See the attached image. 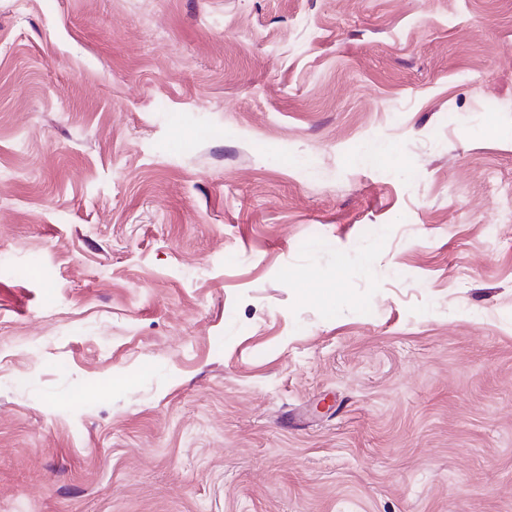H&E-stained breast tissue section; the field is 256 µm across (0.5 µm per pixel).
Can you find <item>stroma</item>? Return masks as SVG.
Masks as SVG:
<instances>
[{
  "label": "stroma",
  "instance_id": "35a3bbf8",
  "mask_svg": "<svg viewBox=\"0 0 512 512\" xmlns=\"http://www.w3.org/2000/svg\"><path fill=\"white\" fill-rule=\"evenodd\" d=\"M0 512H512V0H0Z\"/></svg>",
  "mask_w": 512,
  "mask_h": 512
}]
</instances>
